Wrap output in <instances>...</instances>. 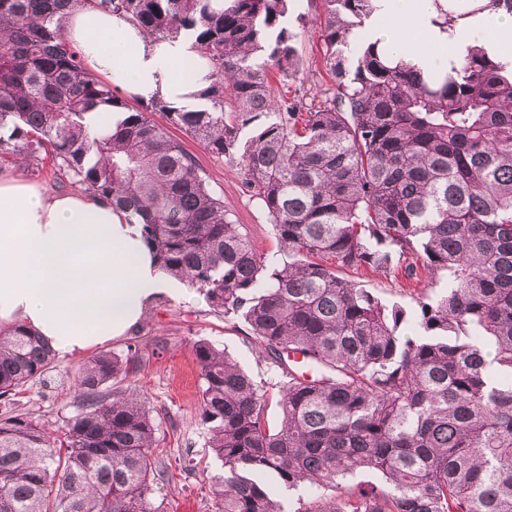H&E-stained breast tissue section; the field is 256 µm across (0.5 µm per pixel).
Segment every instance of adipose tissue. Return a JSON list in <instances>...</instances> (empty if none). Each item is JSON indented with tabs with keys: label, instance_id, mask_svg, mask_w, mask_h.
<instances>
[{
	"label": "adipose tissue",
	"instance_id": "ef3b65f1",
	"mask_svg": "<svg viewBox=\"0 0 512 512\" xmlns=\"http://www.w3.org/2000/svg\"><path fill=\"white\" fill-rule=\"evenodd\" d=\"M371 37L391 64L425 73L449 68L472 37L512 60V12L497 0H373ZM62 34L124 97L200 107L210 63L191 36L156 39L115 13L74 11ZM182 285L145 247L141 227L82 191L49 194L0 173V327L22 324L72 355L126 334Z\"/></svg>",
	"mask_w": 512,
	"mask_h": 512
}]
</instances>
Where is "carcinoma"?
<instances>
[{
  "label": "carcinoma",
  "instance_id": "1",
  "mask_svg": "<svg viewBox=\"0 0 512 512\" xmlns=\"http://www.w3.org/2000/svg\"><path fill=\"white\" fill-rule=\"evenodd\" d=\"M110 10L148 35L181 32L212 64L203 109H134L98 81L57 16ZM290 0H0V160L51 157L72 186L142 225L159 267L241 318L280 369L269 390L206 340L192 346L220 512H512V73L480 46L449 72L390 65L354 40L373 0H320L309 100ZM126 117L112 124V113ZM239 165L286 260L270 264L208 187L195 157L151 115ZM342 269L447 274L416 319ZM122 358L89 359L77 410L51 438L14 396L55 354L18 325L0 333V512H159L158 425L144 393L118 387ZM301 354L319 374L294 375ZM383 482L349 483L358 472ZM292 490L335 489L297 507Z\"/></svg>",
  "mask_w": 512,
  "mask_h": 512
}]
</instances>
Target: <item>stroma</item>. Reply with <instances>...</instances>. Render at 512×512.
<instances>
[{"mask_svg": "<svg viewBox=\"0 0 512 512\" xmlns=\"http://www.w3.org/2000/svg\"><path fill=\"white\" fill-rule=\"evenodd\" d=\"M315 14L310 0H293L290 29L304 61L301 89L309 94L315 91L319 60ZM168 128L170 135L195 156L208 176L211 190L223 198L235 223L244 225L256 249L269 261H282L270 218L244 187L239 166L212 156L185 131ZM350 277L383 303L397 304L409 311L417 309L422 295L436 296L447 284L442 272L424 273L418 283L394 272L373 269L352 271ZM201 339L223 349L256 383L276 392L281 372L251 339L248 325L244 320H227L213 313L202 293L193 288L180 298L158 299L136 326L105 345L107 351L123 357L128 344H138L134 371L127 381L144 392L159 423L155 446L167 462L186 456L195 465L192 473L174 474L166 485L162 512H218L219 508L212 481L221 467L207 448L196 417L200 376L192 345ZM85 360L82 354L56 356L54 369L17 395V410L40 415L48 431L57 433L63 419L75 411L72 382Z\"/></svg>", "mask_w": 512, "mask_h": 512, "instance_id": "obj_1", "label": "stroma"}]
</instances>
